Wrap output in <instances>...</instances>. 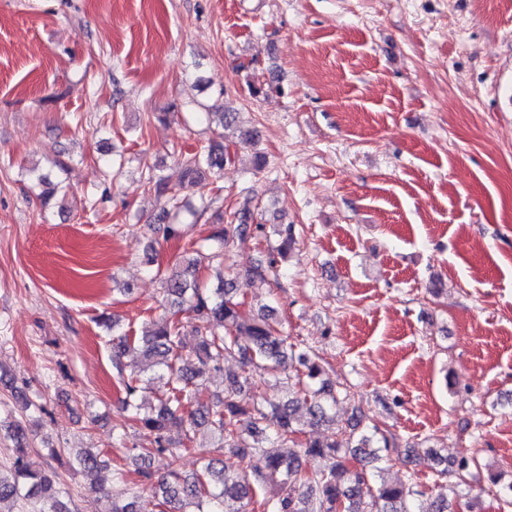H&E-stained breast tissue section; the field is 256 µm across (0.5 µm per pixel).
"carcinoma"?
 Returning a JSON list of instances; mask_svg holds the SVG:
<instances>
[{
    "label": "carcinoma",
    "mask_w": 512,
    "mask_h": 512,
    "mask_svg": "<svg viewBox=\"0 0 512 512\" xmlns=\"http://www.w3.org/2000/svg\"><path fill=\"white\" fill-rule=\"evenodd\" d=\"M207 115L218 117L221 132L206 145L179 156L181 180L172 184L154 170H148L145 186L156 199L174 206L180 204L191 215L197 210L188 201L185 191L208 177H220L224 165L232 162L233 135L238 142L257 144L260 134L255 128H243L239 113L229 112L216 104L206 106ZM249 209L234 213L224 223V213L211 215L212 233L201 248L205 258L219 270L224 266V251L230 241L243 238L261 229L251 223ZM184 258L182 267L162 277L163 293L172 316L149 323L143 335L133 341L117 334L112 338V364L122 381L125 396L122 405L134 414L145 435L153 438L155 447L141 448L136 460L146 461L167 454L179 455L187 443L193 442L194 428L205 425L220 441L224 458L209 459L202 472L185 475L174 463L156 474L151 466H138L141 483L138 488L122 484L118 474L112 483L119 488L109 495L108 512H141L139 499L148 492L158 500V506L185 512L184 506H194V512H246L257 492L269 482L280 485L281 494L262 502L264 512H413L409 497L420 494L414 489V478L406 483L381 481L372 488L374 478L365 469L354 470L346 456L362 455L380 459L379 452L395 447L391 433L377 424H365L359 419L336 429L327 441L298 438L301 433L300 411L305 409L318 423L333 421L331 410L336 408L341 392L327 375L324 367L306 353H293L276 326L274 308L263 305L251 321L240 318L238 295L240 288L233 281L217 275V284L209 287L196 279L199 259ZM275 256L264 263L245 268V283L263 280L276 267ZM187 312L192 320L196 338L194 363L186 365L182 354L184 325L177 315ZM135 349L157 368L156 379L164 382L168 396L149 408L140 398L139 379L124 375L122 357ZM233 356L246 367L268 374L288 370V362L297 361L308 380L297 394L267 408L254 398L244 395L247 389H257L263 380L253 374L228 381L224 398L213 407L188 410L196 393L206 386L210 374L223 368L224 357ZM16 444L13 470L0 474V506L6 502L26 500L31 512H69L64 497L66 491L54 476L28 460L27 434L19 424L8 425ZM249 454L255 464L249 472L234 469V459ZM307 457H319L328 464L310 472L302 466ZM474 461L449 460L441 474L460 477ZM72 470L79 472L111 471L109 460L91 451H84L69 461Z\"/></svg>",
    "instance_id": "1"
}]
</instances>
